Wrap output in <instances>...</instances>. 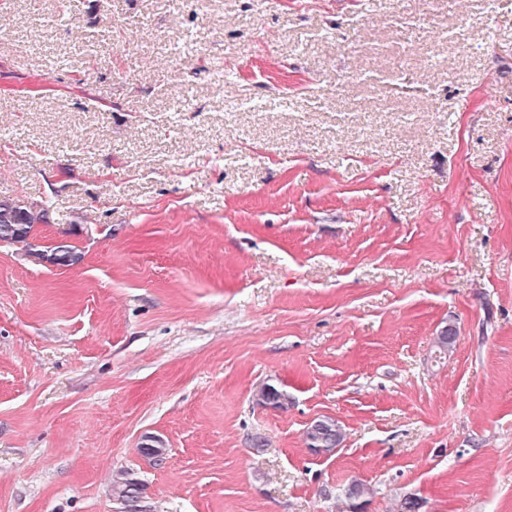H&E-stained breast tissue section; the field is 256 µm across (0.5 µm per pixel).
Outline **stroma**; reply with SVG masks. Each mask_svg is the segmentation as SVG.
I'll return each mask as SVG.
<instances>
[{"mask_svg":"<svg viewBox=\"0 0 512 512\" xmlns=\"http://www.w3.org/2000/svg\"><path fill=\"white\" fill-rule=\"evenodd\" d=\"M0 200V512H512V0H5ZM356 78L362 81H371L376 80L377 76L373 74L363 73L357 75ZM356 78L353 76L336 73V76L334 78H329V80L324 85L321 86L320 94L322 98L326 100L335 98L336 93H338L340 89L346 87L350 82L355 81ZM48 209L44 206H26L16 202L0 201V241L22 244L25 250L52 264L71 266L77 263L81 255L71 244L54 245L50 250H39L33 240L36 224L48 223ZM49 252V253H48ZM342 437L340 426L331 418L317 420L306 430L308 448L316 454H333Z\"/></svg>","mask_w":512,"mask_h":512,"instance_id":"obj_1","label":"stroma"}]
</instances>
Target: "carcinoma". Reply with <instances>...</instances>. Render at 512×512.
<instances>
[{"mask_svg": "<svg viewBox=\"0 0 512 512\" xmlns=\"http://www.w3.org/2000/svg\"><path fill=\"white\" fill-rule=\"evenodd\" d=\"M48 223V209L34 205L26 206L16 202L0 201V241L22 245L29 253L60 266H71L77 263L81 255L71 244L54 245L50 250H39L32 243L33 230L38 224ZM261 401L276 409L288 408V394L273 386L263 388L259 394ZM342 430L336 421L324 418L315 421L306 430V441L309 450L316 454L331 455L342 441ZM115 491L119 498L137 507L141 488L128 480L116 482ZM370 494V489L361 483L353 482L344 491V499L348 512H357V500Z\"/></svg>", "mask_w": 512, "mask_h": 512, "instance_id": "cac0c4a2", "label": "carcinoma"}]
</instances>
